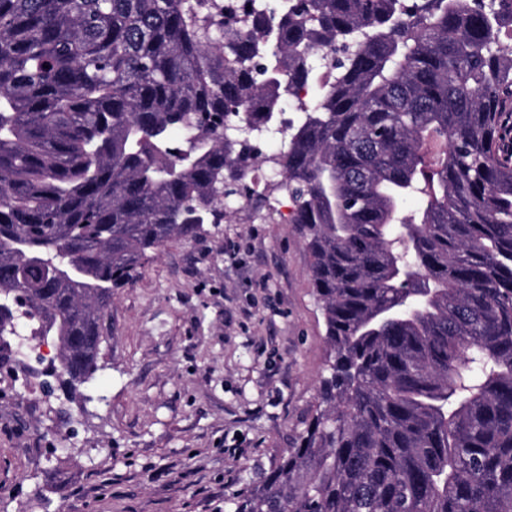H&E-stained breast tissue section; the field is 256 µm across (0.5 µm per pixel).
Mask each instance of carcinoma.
Wrapping results in <instances>:
<instances>
[{"mask_svg": "<svg viewBox=\"0 0 512 512\" xmlns=\"http://www.w3.org/2000/svg\"><path fill=\"white\" fill-rule=\"evenodd\" d=\"M268 160L326 374L233 512H512V0H0V366L23 320L77 390L114 289Z\"/></svg>", "mask_w": 512, "mask_h": 512, "instance_id": "obj_1", "label": "carcinoma"}]
</instances>
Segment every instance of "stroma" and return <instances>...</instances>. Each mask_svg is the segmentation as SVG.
<instances>
[{
  "label": "stroma",
  "instance_id": "obj_1",
  "mask_svg": "<svg viewBox=\"0 0 512 512\" xmlns=\"http://www.w3.org/2000/svg\"><path fill=\"white\" fill-rule=\"evenodd\" d=\"M173 239L116 289L98 369H0V512H230L310 415L325 326L289 200Z\"/></svg>",
  "mask_w": 512,
  "mask_h": 512
}]
</instances>
